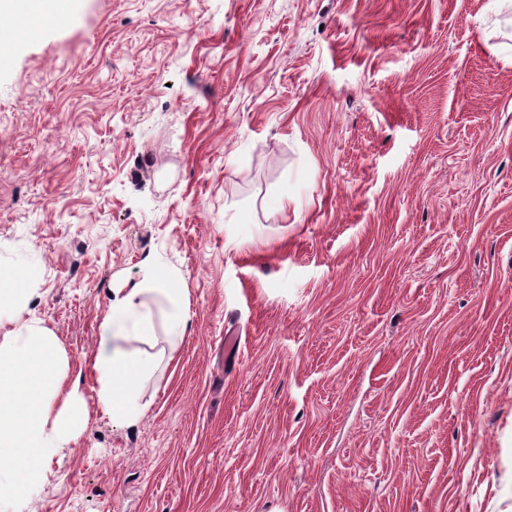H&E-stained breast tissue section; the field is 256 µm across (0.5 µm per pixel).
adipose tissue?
<instances>
[{
    "instance_id": "adipose-tissue-1",
    "label": "adipose tissue",
    "mask_w": 512,
    "mask_h": 512,
    "mask_svg": "<svg viewBox=\"0 0 512 512\" xmlns=\"http://www.w3.org/2000/svg\"><path fill=\"white\" fill-rule=\"evenodd\" d=\"M177 272L158 268L156 293L167 303L169 335L184 336L189 316ZM142 284L112 289L98 330L101 346L92 362L100 411L120 424L137 421L147 361L124 356L107 343L126 336L155 334ZM81 379H68L65 355L56 337L36 322H23L0 337V483L19 498L40 479L39 463L76 442L88 419Z\"/></svg>"
}]
</instances>
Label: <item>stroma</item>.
I'll list each match as a JSON object with an SVG mask.
<instances>
[{
    "mask_svg": "<svg viewBox=\"0 0 512 512\" xmlns=\"http://www.w3.org/2000/svg\"><path fill=\"white\" fill-rule=\"evenodd\" d=\"M177 269L135 424L89 364ZM83 374L0 512H512V12L496 0H79L0 38V268ZM236 339L226 348L225 337ZM178 278L177 272L161 267L152 278L157 288H143L141 283H135L130 288L111 291L108 309L98 325L101 343L92 361V369L98 408L112 417L113 423L132 425L137 421L141 413L138 403L140 388L149 363L124 356L117 345H112V351H109L107 343L126 336L143 339L155 336L154 321L144 301V295L150 292L167 303L165 323L169 335L184 336L189 316L185 288H174Z\"/></svg>",
    "mask_w": 512,
    "mask_h": 512,
    "instance_id": "obj_1",
    "label": "stroma"
}]
</instances>
